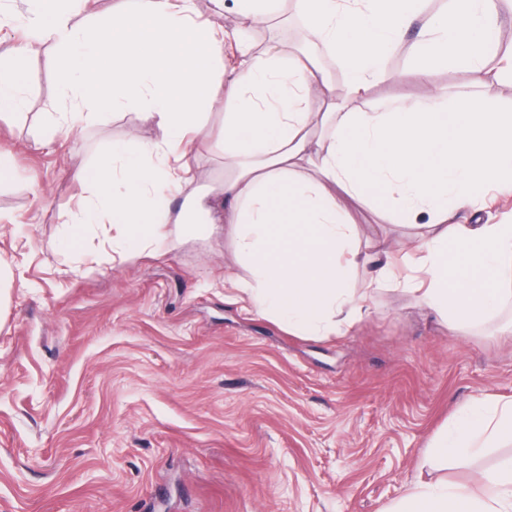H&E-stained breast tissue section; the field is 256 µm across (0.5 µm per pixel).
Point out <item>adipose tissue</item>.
<instances>
[{
  "label": "adipose tissue",
  "mask_w": 512,
  "mask_h": 512,
  "mask_svg": "<svg viewBox=\"0 0 512 512\" xmlns=\"http://www.w3.org/2000/svg\"><path fill=\"white\" fill-rule=\"evenodd\" d=\"M23 2L27 34L0 54V112L25 108L26 60L34 44L50 42L58 48L54 68L67 109L50 124L46 142L124 104L143 106L161 132L153 144H116L96 166H78V177L93 188L68 214L64 245L103 215L117 228L112 248L119 253L180 235L189 214L206 217L200 235L229 230L250 269V279L232 281V288L298 336L352 326L367 314L370 292L384 288L410 294L452 331L498 314L512 283V224L452 218L476 197L512 184V113L478 94L491 81L512 78V65L487 66L489 37L502 28L500 0H449L448 9L431 14L410 47L427 102L376 101L365 111L352 101L389 80L385 61L422 0H292L309 37L342 63L350 94L341 102L315 61L247 43L216 98L224 42L190 25L194 0H126L108 24L91 16L74 22V0ZM441 65L465 69L470 91L451 98L434 85ZM219 101L224 179L173 210L166 159L188 153V133L204 128ZM317 115L324 131L315 138L310 123ZM304 165L314 178L301 174ZM217 195L224 198L220 212ZM346 196L416 226V233L362 244L343 211ZM422 214L428 221L421 225ZM401 258L412 275L397 276ZM362 264L374 272L359 293L351 277ZM509 437L512 398L476 399L434 435L428 456L441 463L476 456ZM387 512H512V462L472 486L415 485Z\"/></svg>",
  "instance_id": "adipose-tissue-1"
}]
</instances>
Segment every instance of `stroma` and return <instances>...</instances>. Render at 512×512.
Listing matches in <instances>:
<instances>
[{"label": "stroma", "mask_w": 512, "mask_h": 512, "mask_svg": "<svg viewBox=\"0 0 512 512\" xmlns=\"http://www.w3.org/2000/svg\"><path fill=\"white\" fill-rule=\"evenodd\" d=\"M417 28L406 38L414 40ZM406 45L368 100L429 91ZM54 45L26 62L27 105L0 118V512H385L410 486L470 482L512 444L424 465L426 444L474 398H512V301L451 332L395 290L338 335L297 336L225 289L249 278L231 233L193 227L118 255L109 223L62 245L88 189L73 161L159 140L136 106L94 118L50 146L62 111ZM224 111L171 161L184 191L224 177ZM362 240L413 228L346 199Z\"/></svg>", "instance_id": "35a3bbf8"}]
</instances>
